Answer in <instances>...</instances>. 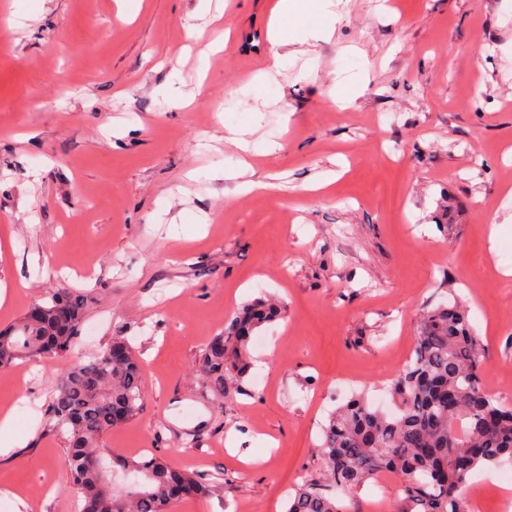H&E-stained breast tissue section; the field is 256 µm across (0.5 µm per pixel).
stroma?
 <instances>
[{"label": "stroma", "instance_id": "1", "mask_svg": "<svg viewBox=\"0 0 512 512\" xmlns=\"http://www.w3.org/2000/svg\"><path fill=\"white\" fill-rule=\"evenodd\" d=\"M380 2L342 0L329 37L292 28L268 84L274 0H142L124 21L115 0H0V329L64 290L86 303L79 349L130 343L143 409L102 446L200 477L208 494L169 512H285L323 473L329 414L389 403L442 303L467 306L483 383L512 405V0ZM242 127L279 144L249 160L271 190L224 175ZM259 297L280 316L249 339L243 394L218 398L202 349ZM74 363L0 371L21 439L0 512H78L50 414ZM501 472H473L475 512L512 496Z\"/></svg>", "mask_w": 512, "mask_h": 512}]
</instances>
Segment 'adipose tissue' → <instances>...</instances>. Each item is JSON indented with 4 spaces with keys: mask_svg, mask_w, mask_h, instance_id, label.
Wrapping results in <instances>:
<instances>
[{
    "mask_svg": "<svg viewBox=\"0 0 512 512\" xmlns=\"http://www.w3.org/2000/svg\"><path fill=\"white\" fill-rule=\"evenodd\" d=\"M335 6V0H277L269 24V40L272 46L270 63L261 76L262 81H273L287 59L282 52L283 46L289 43L287 24L316 14L321 18L325 33L333 34L335 24L340 19Z\"/></svg>",
    "mask_w": 512,
    "mask_h": 512,
    "instance_id": "1",
    "label": "adipose tissue"
}]
</instances>
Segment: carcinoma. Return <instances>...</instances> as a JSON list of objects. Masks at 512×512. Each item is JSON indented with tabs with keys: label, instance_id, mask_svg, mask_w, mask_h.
<instances>
[{
	"label": "carcinoma",
	"instance_id": "carcinoma-1",
	"mask_svg": "<svg viewBox=\"0 0 512 512\" xmlns=\"http://www.w3.org/2000/svg\"><path fill=\"white\" fill-rule=\"evenodd\" d=\"M34 321L23 316L0 331V368L35 356H67L82 323L84 301L57 292L37 305ZM269 300L245 305L205 346L199 372L217 395L232 399L251 362L249 336L272 321ZM121 360L103 350L72 367L52 403L56 429L67 435L70 476L80 512H168L177 498L199 496L196 475L152 456L135 461L100 448L104 435L132 420L145 398L140 364L124 340ZM480 344L459 304L423 313L412 359L391 381L396 412L373 407L362 395L333 412L323 428L321 479L289 496L286 512H350L339 497L388 473L401 497L397 512H467L464 491L485 464L512 461V408L481 384Z\"/></svg>",
	"mask_w": 512,
	"mask_h": 512
}]
</instances>
